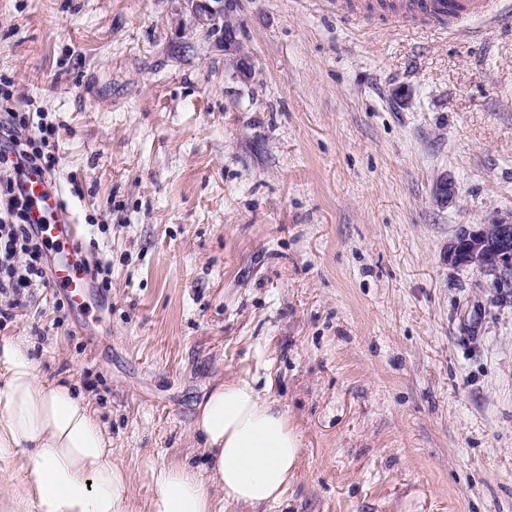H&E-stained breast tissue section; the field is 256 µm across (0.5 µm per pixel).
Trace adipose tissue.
<instances>
[{
  "instance_id": "obj_1",
  "label": "adipose tissue",
  "mask_w": 512,
  "mask_h": 512,
  "mask_svg": "<svg viewBox=\"0 0 512 512\" xmlns=\"http://www.w3.org/2000/svg\"><path fill=\"white\" fill-rule=\"evenodd\" d=\"M193 429L210 462L151 468L150 512H222L276 501L300 462L299 435L286 412L252 381H216ZM23 455L37 512H131L130 475L112 458V439L86 396L44 380L23 341L0 342V457Z\"/></svg>"
}]
</instances>
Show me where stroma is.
<instances>
[{
    "label": "stroma",
    "instance_id": "1",
    "mask_svg": "<svg viewBox=\"0 0 512 512\" xmlns=\"http://www.w3.org/2000/svg\"><path fill=\"white\" fill-rule=\"evenodd\" d=\"M355 2L348 25L336 0H230L229 52L182 0H0V80L55 125L52 183L112 271L83 310L0 295V340L88 394L134 512L153 466L206 471L196 408L232 376L301 459L279 501L223 512H512V296L446 252L512 218V27ZM0 512H35L24 458Z\"/></svg>",
    "mask_w": 512,
    "mask_h": 512
}]
</instances>
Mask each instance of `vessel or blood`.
I'll use <instances>...</instances> for the list:
<instances>
[{
	"instance_id": "vessel-or-blood-1",
	"label": "vessel or blood",
	"mask_w": 512,
	"mask_h": 512,
	"mask_svg": "<svg viewBox=\"0 0 512 512\" xmlns=\"http://www.w3.org/2000/svg\"><path fill=\"white\" fill-rule=\"evenodd\" d=\"M406 8L415 14H449L457 18L486 16L496 24L512 21V0H501L497 5L492 0H408ZM24 188L33 201L30 213L32 222L38 225L44 238L55 241L61 254L54 271V282L64 289L72 305H82L89 272L78 267L75 260L81 246L80 227L64 219L63 201L48 189L44 174L30 171Z\"/></svg>"
}]
</instances>
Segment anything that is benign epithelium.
<instances>
[{"label": "benign epithelium", "instance_id": "7a95c632", "mask_svg": "<svg viewBox=\"0 0 512 512\" xmlns=\"http://www.w3.org/2000/svg\"><path fill=\"white\" fill-rule=\"evenodd\" d=\"M196 16L211 26L227 23L212 11L206 0H188ZM448 261L479 273L492 272L507 279L512 276V220L476 227L461 224L448 243Z\"/></svg>", "mask_w": 512, "mask_h": 512}]
</instances>
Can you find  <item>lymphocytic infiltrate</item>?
I'll return each instance as SVG.
<instances>
[{
    "mask_svg": "<svg viewBox=\"0 0 512 512\" xmlns=\"http://www.w3.org/2000/svg\"><path fill=\"white\" fill-rule=\"evenodd\" d=\"M56 129L48 123L30 126L24 113H10L0 123V292L8 293L45 281L48 245L28 217L31 199L22 183L27 171L50 172L56 156L49 145Z\"/></svg>",
    "mask_w": 512,
    "mask_h": 512,
    "instance_id": "1",
    "label": "lymphocytic infiltrate"
}]
</instances>
